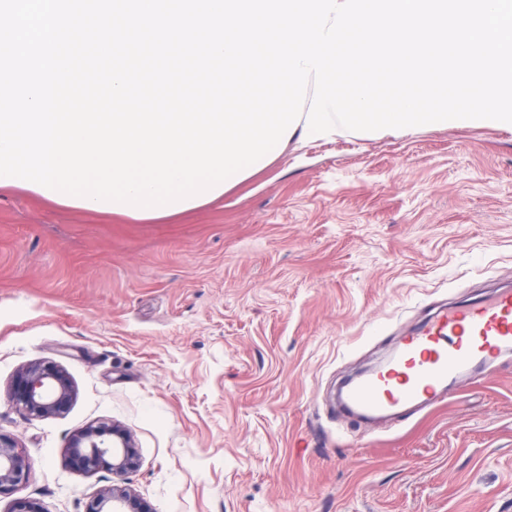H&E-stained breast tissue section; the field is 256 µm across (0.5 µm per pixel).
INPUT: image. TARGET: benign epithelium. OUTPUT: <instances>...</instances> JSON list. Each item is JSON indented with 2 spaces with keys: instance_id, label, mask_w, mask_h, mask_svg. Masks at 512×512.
I'll list each match as a JSON object with an SVG mask.
<instances>
[{
  "instance_id": "1",
  "label": "benign epithelium",
  "mask_w": 512,
  "mask_h": 512,
  "mask_svg": "<svg viewBox=\"0 0 512 512\" xmlns=\"http://www.w3.org/2000/svg\"><path fill=\"white\" fill-rule=\"evenodd\" d=\"M75 397L69 375L52 361H38L16 373L8 392L12 406L29 419H43L65 413ZM68 457L75 469L93 475L106 470L122 477L138 467L139 456L132 435L116 423L99 422L73 434ZM33 465L14 439L0 433V498L9 499L7 512H45L33 498L14 494L28 483ZM86 512H153L129 489L112 485L89 501Z\"/></svg>"
}]
</instances>
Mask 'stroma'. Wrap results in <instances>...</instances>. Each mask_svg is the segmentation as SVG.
I'll use <instances>...</instances> for the list:
<instances>
[{"instance_id":"obj_1","label":"stroma","mask_w":512,"mask_h":512,"mask_svg":"<svg viewBox=\"0 0 512 512\" xmlns=\"http://www.w3.org/2000/svg\"><path fill=\"white\" fill-rule=\"evenodd\" d=\"M512 283V127L294 137L263 170L167 222L0 189V432L22 494L85 512L119 483L153 512H512V355L400 424L337 421L336 392L436 308ZM76 396L29 420L21 367ZM137 469L67 458L98 422ZM75 397L69 375L52 361H38L16 373L8 392L12 406L29 419L65 413ZM68 457L86 475L106 470L122 477L138 467L139 456L132 435L116 423L99 422L73 434ZM33 465L14 439L0 432V502L28 483Z\"/></svg>"}]
</instances>
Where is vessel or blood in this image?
I'll return each mask as SVG.
<instances>
[{
  "label": "vessel or blood",
  "instance_id": "obj_1",
  "mask_svg": "<svg viewBox=\"0 0 512 512\" xmlns=\"http://www.w3.org/2000/svg\"><path fill=\"white\" fill-rule=\"evenodd\" d=\"M512 353V288L476 302L440 309L408 333L384 367L351 384L341 397L343 418L402 412L440 398L465 372L492 374Z\"/></svg>",
  "mask_w": 512,
  "mask_h": 512
}]
</instances>
